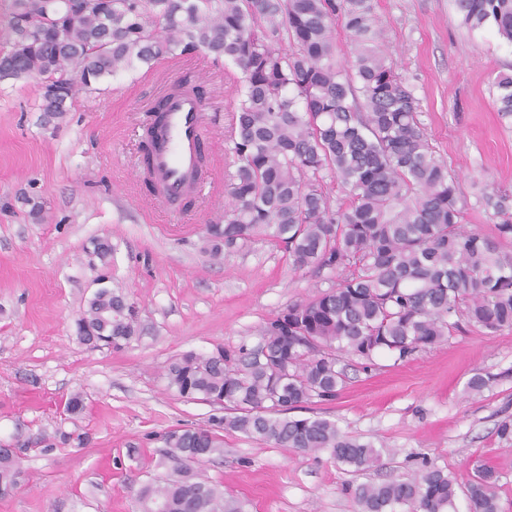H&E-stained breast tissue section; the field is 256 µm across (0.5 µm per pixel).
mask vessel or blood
<instances>
[{
    "label": "vessel or blood",
    "mask_w": 512,
    "mask_h": 512,
    "mask_svg": "<svg viewBox=\"0 0 512 512\" xmlns=\"http://www.w3.org/2000/svg\"><path fill=\"white\" fill-rule=\"evenodd\" d=\"M159 142L147 169L160 201L199 194L198 176L203 115L197 98L188 91L168 92L162 101Z\"/></svg>",
    "instance_id": "obj_1"
}]
</instances>
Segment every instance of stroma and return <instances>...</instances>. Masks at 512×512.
I'll list each match as a JSON object with an SVG mask.
<instances>
[{
	"label": "stroma",
	"instance_id": "35a3bbf8",
	"mask_svg": "<svg viewBox=\"0 0 512 512\" xmlns=\"http://www.w3.org/2000/svg\"><path fill=\"white\" fill-rule=\"evenodd\" d=\"M374 4L435 153L461 179L464 224L490 234L480 185L512 195V116L498 112L494 86L498 73L512 74V45L462 26L451 0ZM236 74L198 54L164 59L95 90L75 87L57 118L41 111L37 83L0 80V444L21 449L24 472L0 497V512H140L139 489L173 475L163 434L208 425L214 413L167 390L170 359L254 345L267 319L319 286L265 240L217 256L207 249L204 227L223 223L235 170L225 139ZM180 81L205 109L206 192L169 207L142 175L141 144L150 109ZM25 194L42 203L41 221L30 219ZM94 238L112 244L108 267L87 253ZM98 278L135 308L137 334L124 348L78 339ZM478 372L491 381L473 395L467 383ZM349 375L334 402L292 415L324 416L347 435L381 442L376 467L351 472L326 450L233 433L223 457L198 474L245 512H357L358 484L427 468L464 481L481 463L499 473L500 510L512 512V442L496 434L512 419V330L463 329L406 361L382 354L372 370ZM73 393L86 404L74 418L61 411Z\"/></svg>",
	"mask_w": 512,
	"mask_h": 512
}]
</instances>
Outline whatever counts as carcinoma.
Here are the masks:
<instances>
[{
    "label": "carcinoma",
    "instance_id": "carcinoma-1",
    "mask_svg": "<svg viewBox=\"0 0 512 512\" xmlns=\"http://www.w3.org/2000/svg\"><path fill=\"white\" fill-rule=\"evenodd\" d=\"M461 25L492 28L512 44V0H453ZM341 19L354 46L336 59ZM0 80L38 76L50 115L68 111L75 72L89 89L162 57L203 52L239 70L228 150L224 223L205 233L213 254L256 238L281 246L293 267L327 283L288 305L250 348L187 352L164 374L180 397L224 409L211 425L166 435L176 477L144 485L142 512H244L193 465L224 456V434L240 433L305 452L330 451L357 472L380 460L371 442L323 417L289 412L325 404L344 388L343 357L362 365L388 353L405 361L466 324L512 328V208L492 190L479 197L498 219L483 236L462 224L459 177L435 155L418 101L382 48L371 0H12ZM497 111L512 116V75L500 74ZM346 199L336 201L330 185ZM103 265L107 240L91 242ZM133 310L110 288L88 301L87 345L121 348L135 334ZM15 452H0V496L20 485ZM459 485L439 469L408 480L356 486L359 512H450ZM499 475L474 466L470 512H499Z\"/></svg>",
    "mask_w": 512,
    "mask_h": 512
}]
</instances>
